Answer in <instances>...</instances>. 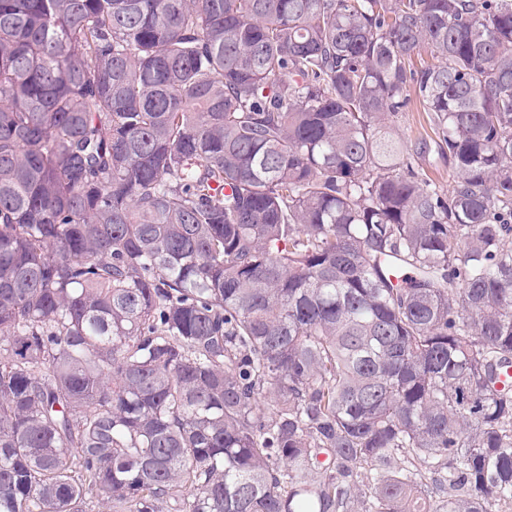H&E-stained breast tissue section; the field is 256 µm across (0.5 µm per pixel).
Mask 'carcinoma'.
Returning <instances> with one entry per match:
<instances>
[{
    "instance_id": "obj_1",
    "label": "carcinoma",
    "mask_w": 512,
    "mask_h": 512,
    "mask_svg": "<svg viewBox=\"0 0 512 512\" xmlns=\"http://www.w3.org/2000/svg\"><path fill=\"white\" fill-rule=\"evenodd\" d=\"M511 237L512 0H0V512L512 504ZM411 102L404 112L399 113L396 125L398 132L408 148H413L421 139L427 141L437 140L430 126L427 112H423V108L411 93ZM418 163L430 177L439 181L445 188H448L451 182V171L448 161L441 158L435 151L429 157L426 156L418 160Z\"/></svg>"
}]
</instances>
